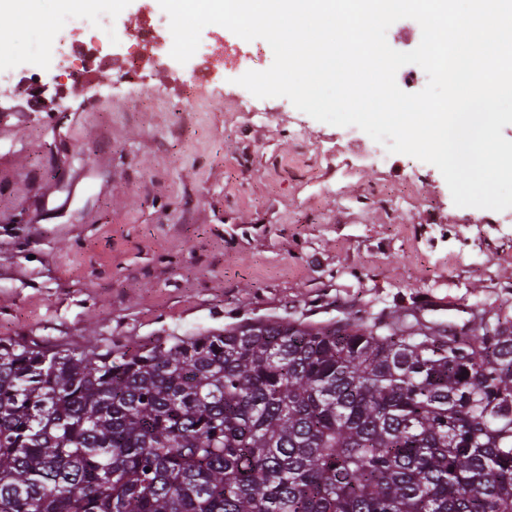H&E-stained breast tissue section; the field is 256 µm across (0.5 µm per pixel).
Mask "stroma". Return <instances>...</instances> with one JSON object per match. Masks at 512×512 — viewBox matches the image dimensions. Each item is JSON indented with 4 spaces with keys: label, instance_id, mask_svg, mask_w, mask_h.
<instances>
[{
    "label": "stroma",
    "instance_id": "35a3bbf8",
    "mask_svg": "<svg viewBox=\"0 0 512 512\" xmlns=\"http://www.w3.org/2000/svg\"><path fill=\"white\" fill-rule=\"evenodd\" d=\"M100 56L141 69L59 95L44 43L10 53L39 74L46 111L0 99V337L96 336L135 350L257 318L370 326L401 318L470 329L512 320V223L455 206L433 165L366 157L346 130L284 97L259 99L237 70L155 64L129 16L171 40L158 0H114ZM247 57L269 44L206 26Z\"/></svg>",
    "mask_w": 512,
    "mask_h": 512
}]
</instances>
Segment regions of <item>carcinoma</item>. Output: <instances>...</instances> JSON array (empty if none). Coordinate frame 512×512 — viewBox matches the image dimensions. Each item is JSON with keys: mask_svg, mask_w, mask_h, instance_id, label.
Masks as SVG:
<instances>
[{"mask_svg": "<svg viewBox=\"0 0 512 512\" xmlns=\"http://www.w3.org/2000/svg\"><path fill=\"white\" fill-rule=\"evenodd\" d=\"M0 512H512V322L1 337Z\"/></svg>", "mask_w": 512, "mask_h": 512, "instance_id": "obj_1", "label": "carcinoma"}]
</instances>
